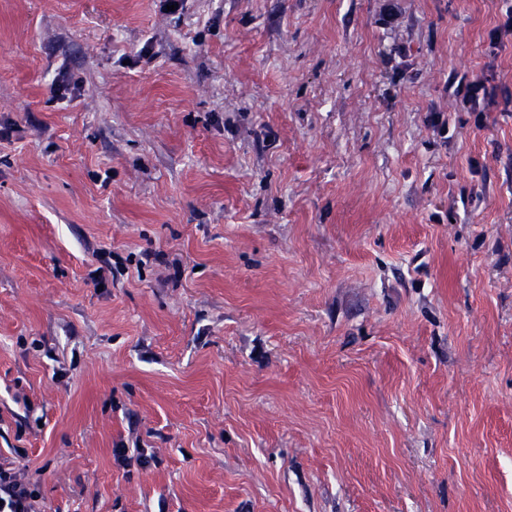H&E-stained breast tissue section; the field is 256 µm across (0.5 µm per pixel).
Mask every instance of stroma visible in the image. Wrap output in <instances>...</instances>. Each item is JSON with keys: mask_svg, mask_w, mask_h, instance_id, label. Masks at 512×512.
Listing matches in <instances>:
<instances>
[{"mask_svg": "<svg viewBox=\"0 0 512 512\" xmlns=\"http://www.w3.org/2000/svg\"><path fill=\"white\" fill-rule=\"evenodd\" d=\"M386 2L0 0V457L46 512H512V112L447 91L512 87L505 4ZM459 100L468 112H512V91L508 87L487 85L485 81H470L466 75L454 76L448 92Z\"/></svg>", "mask_w": 512, "mask_h": 512, "instance_id": "1", "label": "stroma"}]
</instances>
